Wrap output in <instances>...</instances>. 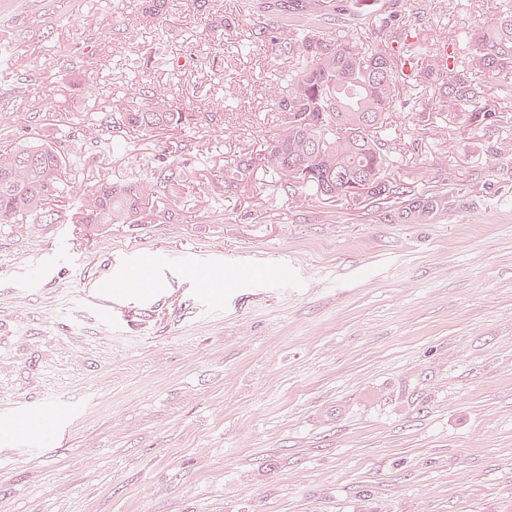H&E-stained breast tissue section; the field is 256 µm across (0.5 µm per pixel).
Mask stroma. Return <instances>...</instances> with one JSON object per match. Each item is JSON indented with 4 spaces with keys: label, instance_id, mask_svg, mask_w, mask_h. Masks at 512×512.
Segmentation results:
<instances>
[{
    "label": "stroma",
    "instance_id": "35a3bbf8",
    "mask_svg": "<svg viewBox=\"0 0 512 512\" xmlns=\"http://www.w3.org/2000/svg\"><path fill=\"white\" fill-rule=\"evenodd\" d=\"M137 3L0 0L1 149L124 111L128 68L195 116L65 158L62 180L88 186L185 145L180 199L141 224L0 226V434L23 414L70 429L0 437V512H512V166L492 154L512 141V69L485 81L487 126L402 78L390 173L459 192L436 223L297 206L261 169L228 198L225 166L278 126L288 63L257 0H174L158 32ZM400 4L427 12L420 42L464 57L499 0ZM350 5L359 23L331 38H388L389 0ZM142 251L154 288L114 298ZM201 260L224 265L204 297Z\"/></svg>",
    "mask_w": 512,
    "mask_h": 512
}]
</instances>
